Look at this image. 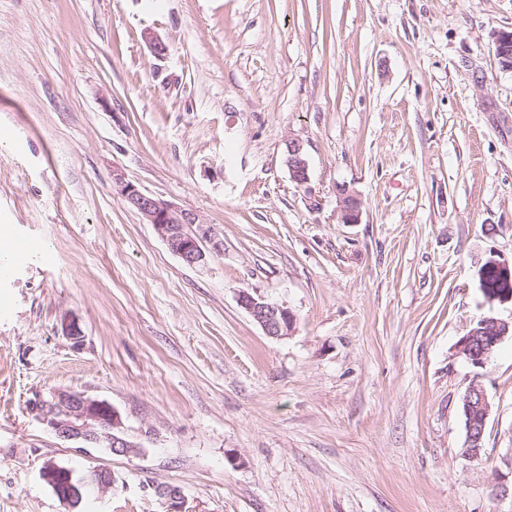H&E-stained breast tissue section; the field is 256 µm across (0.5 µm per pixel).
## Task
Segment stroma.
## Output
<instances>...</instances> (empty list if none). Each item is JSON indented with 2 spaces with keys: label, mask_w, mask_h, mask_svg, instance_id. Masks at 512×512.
Wrapping results in <instances>:
<instances>
[{
  "label": "stroma",
  "mask_w": 512,
  "mask_h": 512,
  "mask_svg": "<svg viewBox=\"0 0 512 512\" xmlns=\"http://www.w3.org/2000/svg\"><path fill=\"white\" fill-rule=\"evenodd\" d=\"M511 28L512 0H0V233L46 249L0 280V512H66L50 459L111 470L79 512H162L161 486L188 512H512V339L482 367L457 349L512 322L477 278L512 260ZM117 173L222 249L187 266ZM57 389L142 454L76 452L28 408ZM286 162L293 182L300 186L307 184L309 181V167L304 143L301 139H288L286 143ZM336 195L339 200L342 223H359L362 210V202L347 185L340 184L336 187ZM238 304L262 328L266 336L282 338L292 335L296 328L293 311L276 302L242 291L238 294ZM461 409L466 431L465 453L477 456L481 450L482 437L491 405L483 390L472 386L462 398Z\"/></svg>",
  "instance_id": "1"
}]
</instances>
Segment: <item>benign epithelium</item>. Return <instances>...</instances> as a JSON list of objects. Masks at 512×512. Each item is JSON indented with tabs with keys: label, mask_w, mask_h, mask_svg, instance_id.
Here are the masks:
<instances>
[{
	"label": "benign epithelium",
	"mask_w": 512,
	"mask_h": 512,
	"mask_svg": "<svg viewBox=\"0 0 512 512\" xmlns=\"http://www.w3.org/2000/svg\"><path fill=\"white\" fill-rule=\"evenodd\" d=\"M496 56L502 68L512 70V30L498 33ZM286 162L293 182L299 186L307 184L309 167L301 139H288ZM114 181L128 205L154 227L169 250L185 264L202 266L207 263L209 253L221 250L222 242L216 239L212 226L201 221L197 214L142 192L119 173L114 175ZM336 195L342 223H359L362 202L357 195L345 184L336 186ZM478 276L486 303L512 302V262L492 255L479 266ZM238 304L269 337L282 338L295 331L296 315L282 304L248 291L238 294ZM508 336L512 337V323L484 316L476 328L461 337L458 353L472 365L481 367L492 356L493 348ZM461 409L466 431L465 453L476 456L481 450L491 405L483 390L473 386L464 394ZM32 411L58 438L77 445L85 453L90 448H106L119 456L140 451V445L126 437L119 411L86 393L58 390L48 399L34 401ZM40 476L69 512L80 506L88 489L105 493L113 485L112 472L103 466L75 476L68 467L48 461L41 468ZM155 494L163 501L165 512H187L180 489L159 487Z\"/></svg>",
	"instance_id": "obj_1"
}]
</instances>
